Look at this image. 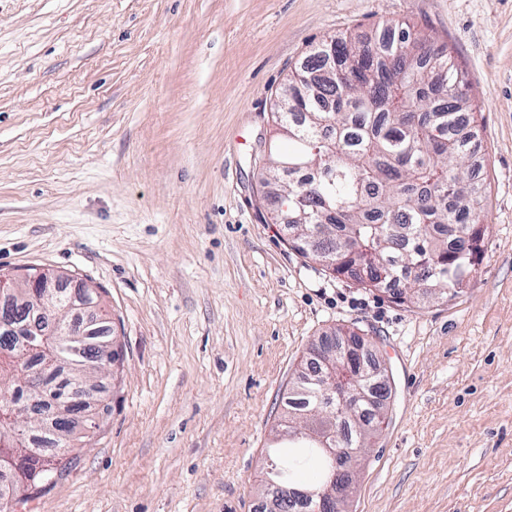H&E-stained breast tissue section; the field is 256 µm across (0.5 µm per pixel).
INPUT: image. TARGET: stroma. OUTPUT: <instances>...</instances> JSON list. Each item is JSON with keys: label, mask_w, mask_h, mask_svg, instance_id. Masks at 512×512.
Returning <instances> with one entry per match:
<instances>
[{"label": "stroma", "mask_w": 512, "mask_h": 512, "mask_svg": "<svg viewBox=\"0 0 512 512\" xmlns=\"http://www.w3.org/2000/svg\"><path fill=\"white\" fill-rule=\"evenodd\" d=\"M384 22L448 43L488 189L476 280L411 308L303 257L260 186L290 72ZM30 268L100 289L123 373L16 512H259L345 331L393 388L348 512H512V0H0V276Z\"/></svg>", "instance_id": "1"}]
</instances>
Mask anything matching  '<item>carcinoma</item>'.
I'll return each instance as SVG.
<instances>
[{
    "instance_id": "carcinoma-1",
    "label": "carcinoma",
    "mask_w": 512,
    "mask_h": 512,
    "mask_svg": "<svg viewBox=\"0 0 512 512\" xmlns=\"http://www.w3.org/2000/svg\"><path fill=\"white\" fill-rule=\"evenodd\" d=\"M301 78L291 73L283 89L287 108L276 113L278 133L288 152L269 149L273 166L261 180L263 193L278 198L288 224L316 247L296 245L305 257L318 251L336 255L332 272L348 274L368 289L389 290L408 307L429 298H452L477 277L472 252L459 247L462 235L480 224L485 188L467 160L470 138L466 114L473 112L471 89L448 51L408 25H385L362 41L331 37L315 48ZM300 174L302 178L294 179ZM73 371L84 359L66 341L57 347ZM43 362L33 357L20 369L0 366V405L24 392L30 374ZM316 360L290 388L287 430L281 445L268 451L275 471L266 472L269 504L263 512H309L314 505L278 495L296 487L312 465L332 467L324 445L338 422L346 428V448H364L392 397L386 372L362 353L354 389L368 395L354 412L328 410L318 403ZM75 458L64 462L41 453L26 457L28 490L36 496L68 475Z\"/></svg>"
}]
</instances>
